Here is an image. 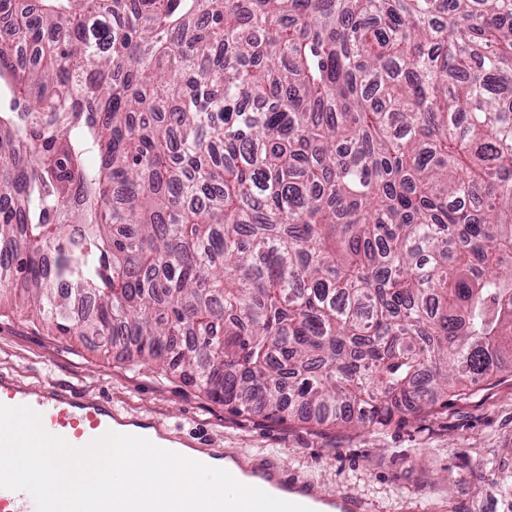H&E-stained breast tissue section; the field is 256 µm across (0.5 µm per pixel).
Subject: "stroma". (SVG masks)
<instances>
[{
	"instance_id": "35a3bbf8",
	"label": "stroma",
	"mask_w": 512,
	"mask_h": 512,
	"mask_svg": "<svg viewBox=\"0 0 512 512\" xmlns=\"http://www.w3.org/2000/svg\"><path fill=\"white\" fill-rule=\"evenodd\" d=\"M0 371L23 384L69 385L130 414L156 415L210 447L271 456L326 491H347L378 512L407 502L438 512H512V364L474 394L385 428L316 426L236 414L122 346L58 336L17 309L0 317Z\"/></svg>"
}]
</instances>
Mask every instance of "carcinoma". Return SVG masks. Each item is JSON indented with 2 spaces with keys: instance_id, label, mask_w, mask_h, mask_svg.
Listing matches in <instances>:
<instances>
[{
  "instance_id": "cac0c4a2",
  "label": "carcinoma",
  "mask_w": 512,
  "mask_h": 512,
  "mask_svg": "<svg viewBox=\"0 0 512 512\" xmlns=\"http://www.w3.org/2000/svg\"><path fill=\"white\" fill-rule=\"evenodd\" d=\"M0 288L238 414L380 428L512 359V0L0 18Z\"/></svg>"
}]
</instances>
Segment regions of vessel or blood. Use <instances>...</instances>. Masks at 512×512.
<instances>
[{
    "label": "vessel or blood",
    "mask_w": 512,
    "mask_h": 512,
    "mask_svg": "<svg viewBox=\"0 0 512 512\" xmlns=\"http://www.w3.org/2000/svg\"><path fill=\"white\" fill-rule=\"evenodd\" d=\"M0 404L30 407L40 415L46 432L76 447L121 428L171 452L184 443L194 450L201 448L200 441L186 442L160 418L124 415L109 399L89 396L67 385L47 383L32 388L12 374L0 372ZM200 462L208 467L223 464L239 483L260 486L271 496L304 505L311 512H374L373 504L365 499L349 492H325L271 458L246 460L235 453L209 449ZM0 512H36V504L28 492L0 488Z\"/></svg>",
    "instance_id": "obj_1"
}]
</instances>
